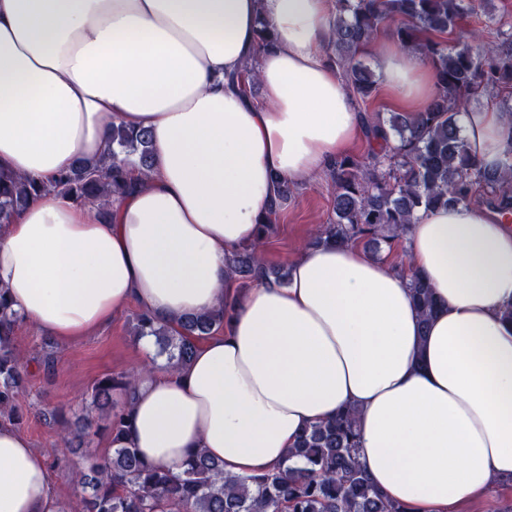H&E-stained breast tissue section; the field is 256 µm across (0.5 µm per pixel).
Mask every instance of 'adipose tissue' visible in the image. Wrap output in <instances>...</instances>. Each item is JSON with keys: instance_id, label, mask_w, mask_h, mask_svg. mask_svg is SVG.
I'll return each mask as SVG.
<instances>
[{"instance_id": "1", "label": "adipose tissue", "mask_w": 512, "mask_h": 512, "mask_svg": "<svg viewBox=\"0 0 512 512\" xmlns=\"http://www.w3.org/2000/svg\"><path fill=\"white\" fill-rule=\"evenodd\" d=\"M334 13V0H0V170L51 181L107 155L116 123L153 148L108 217L53 190L32 200L0 232V289L60 342L132 302L174 329L223 311L189 365L155 363L116 405L148 464L174 471L202 448L225 473H268L350 408L377 489L407 512H455L512 479V222L441 207L408 225L403 263L350 242L304 246L283 283L243 288L227 268L278 184L326 171L361 132L326 59ZM373 51L384 86L423 110L432 72L394 41ZM250 63L258 98L241 83ZM459 126L482 169L512 154L505 113ZM413 274L439 302L427 322ZM0 512H60L45 456L8 423Z\"/></svg>"}]
</instances>
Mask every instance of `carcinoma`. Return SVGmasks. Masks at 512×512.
<instances>
[{
	"label": "carcinoma",
	"mask_w": 512,
	"mask_h": 512,
	"mask_svg": "<svg viewBox=\"0 0 512 512\" xmlns=\"http://www.w3.org/2000/svg\"><path fill=\"white\" fill-rule=\"evenodd\" d=\"M464 11L462 0H335L330 60L342 68L351 93L365 101L376 92L377 79L364 63L363 52L385 24L410 57L430 61L436 92L416 116L392 112L387 118L377 114L364 119L370 150L362 158L343 156L333 164L329 171L336 187L333 217L316 241L359 242L378 250L403 235L418 212L467 206L478 191L489 195V204L500 212H512V155L499 172L481 169L469 155L458 123L471 98L512 86V34L500 44H480L473 32L470 37L477 46H450L442 35L458 28ZM130 166L144 171L151 167L149 136L114 124L110 156L95 164L81 162L49 185L0 172V227L12 223L48 187L74 201L96 202L106 216L112 196L127 187ZM291 193L288 184L278 187L259 225L257 241L230 258L229 269L237 278L247 282L261 273L286 281L287 272L266 265L257 247L274 231ZM408 288L423 320H429L435 306L430 286L413 275ZM135 320L134 335H153L168 363L185 364L196 344L221 324L222 316H188L176 333L145 312L136 314ZM19 321L0 291V420L15 426L23 421L15 394L27 376L14 343ZM138 378L137 372L108 373L93 385L92 402L105 411L114 444L120 442L124 423L120 414L111 412L113 396L129 394ZM76 440L71 431L57 434L55 465L68 464L67 453L76 447ZM356 448V415L351 409L305 429L287 464L272 474L231 476L201 452L173 472L149 467L136 449L121 446L76 474L82 494L63 512H406L369 482Z\"/></svg>",
	"instance_id": "cac0c4a2"
}]
</instances>
